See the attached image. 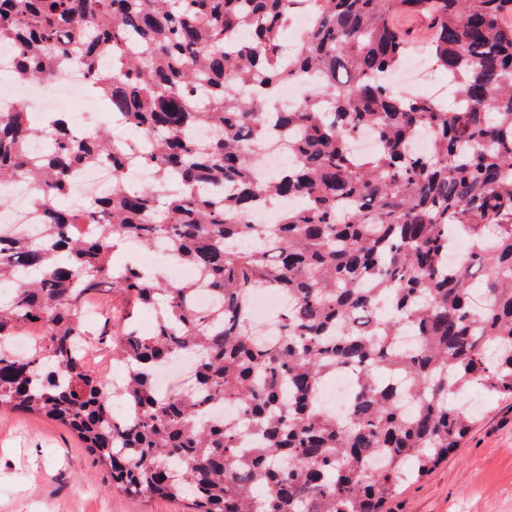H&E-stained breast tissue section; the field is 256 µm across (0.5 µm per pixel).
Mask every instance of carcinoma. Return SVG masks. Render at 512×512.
Masks as SVG:
<instances>
[{
    "label": "carcinoma",
    "mask_w": 512,
    "mask_h": 512,
    "mask_svg": "<svg viewBox=\"0 0 512 512\" xmlns=\"http://www.w3.org/2000/svg\"><path fill=\"white\" fill-rule=\"evenodd\" d=\"M313 21L281 58L291 7ZM428 22L426 49L452 102L388 83L414 48L392 19ZM21 82L78 63L112 115L146 135L156 188L121 182L67 206L74 169L126 147L72 133L67 112L33 124L0 112V186L30 187L44 238L0 237V410L57 422L128 497L188 495L194 512H383L401 483L436 469L469 432L458 397H512V0H0V43ZM112 58L106 67L101 56ZM306 90L288 110L281 86ZM291 157L267 179L252 146L269 117ZM211 132L203 146L189 132ZM366 129L367 155L352 147ZM428 149L413 150L420 136ZM36 140L52 142L42 159ZM288 201L275 224H250ZM467 253L448 262L450 242ZM165 243L214 298L136 264L120 246ZM288 296L280 330L252 332L248 297ZM118 299L98 344L125 368L111 393L76 345L90 299ZM153 307V332L136 313ZM25 355L5 347L28 329ZM417 337L413 347L400 337ZM194 359L192 383L166 395L154 372ZM354 396L340 419L320 405L338 368ZM136 407L126 420L111 396ZM225 405L240 423L206 419Z\"/></svg>",
    "instance_id": "carcinoma-1"
}]
</instances>
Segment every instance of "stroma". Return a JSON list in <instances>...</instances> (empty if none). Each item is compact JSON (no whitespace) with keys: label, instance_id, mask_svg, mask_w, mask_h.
Returning <instances> with one entry per match:
<instances>
[{"label":"stroma","instance_id":"obj_1","mask_svg":"<svg viewBox=\"0 0 512 512\" xmlns=\"http://www.w3.org/2000/svg\"><path fill=\"white\" fill-rule=\"evenodd\" d=\"M473 426L438 469L385 512H512V399L475 389ZM106 472L56 422L0 413V512H191L189 502L107 492Z\"/></svg>","mask_w":512,"mask_h":512}]
</instances>
